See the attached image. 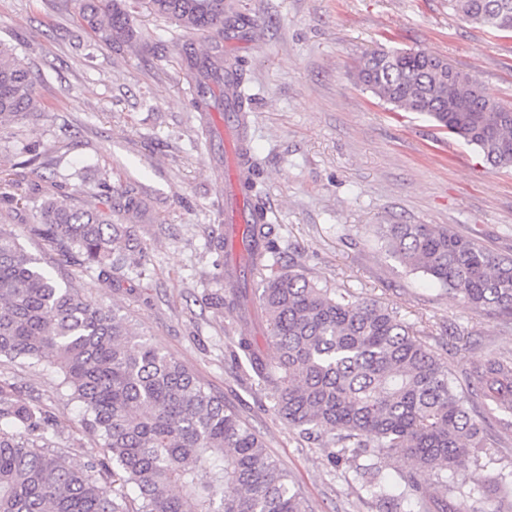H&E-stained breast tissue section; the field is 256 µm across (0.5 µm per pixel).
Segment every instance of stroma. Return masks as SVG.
I'll list each match as a JSON object with an SVG mask.
<instances>
[{
  "label": "stroma",
  "mask_w": 512,
  "mask_h": 512,
  "mask_svg": "<svg viewBox=\"0 0 512 512\" xmlns=\"http://www.w3.org/2000/svg\"><path fill=\"white\" fill-rule=\"evenodd\" d=\"M244 28L224 49L244 72L247 133L268 221L284 268L330 294L388 305L414 326L455 374L487 356H512V319L477 311L405 268L376 240L380 224H446L512 257V167L490 166L474 147L427 116L398 112L352 75L371 52L428 51L469 73L512 107V36L466 21L448 0H233ZM0 40L35 76L37 119L0 125V222L92 300L115 308L163 352L178 359L238 412L290 475L308 512H383L359 475L364 456L333 463V447L275 415L229 355L233 338L265 333L238 313L217 312L224 267L209 245L224 221V168L200 137L191 80L176 50L208 38L142 15L121 46L97 41L78 21V0H0ZM35 144L33 167L21 148ZM23 174L38 183L20 207L6 200ZM119 194L115 223H131L121 249L142 250L151 280L102 287L94 271L59 261L28 235L46 196L71 193L90 205L101 182ZM145 208L134 220L122 192ZM0 381L55 414V450L72 463L107 460L102 440L78 429L80 407L55 369L0 359ZM485 448L434 488L427 512H512V433L491 423Z\"/></svg>",
  "instance_id": "35a3bbf8"
}]
</instances>
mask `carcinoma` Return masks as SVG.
I'll return each instance as SVG.
<instances>
[{"label":"carcinoma","mask_w":512,"mask_h":512,"mask_svg":"<svg viewBox=\"0 0 512 512\" xmlns=\"http://www.w3.org/2000/svg\"><path fill=\"white\" fill-rule=\"evenodd\" d=\"M465 19L512 32V0H449ZM189 33H207L214 46L179 49L194 81L221 85L224 69L236 83L239 65L224 64V27L238 18L224 0H79V19L114 45L136 36L141 8ZM443 58L423 51H376L356 69V84L403 112L430 116L480 149L493 167H512V111L469 74L448 83ZM38 109L33 74L13 47L0 41V124ZM112 185L81 208L70 196L47 197L28 225L65 261L91 269L107 288L124 270L146 277L142 257L117 248L130 227L112 223ZM378 239L399 262L428 276L471 308L512 318V258L441 224H380ZM262 250L250 274L260 278L257 312L277 350L268 361L256 339L240 337L233 355L245 358L252 379L271 394L277 416L304 435L325 438L347 455H368L367 487L386 512L409 500L421 507L428 491L419 472H448L486 445V421L466 407L481 400L512 431V357L489 356L458 379L398 312L374 300L330 295L299 271H285L272 225L247 226L246 252ZM236 310L240 295L211 297ZM0 357L47 362L79 403L80 427L103 441L108 461L75 465L51 448L52 415L0 384V512H130L127 486L138 492L136 512H307L288 473L266 452L262 437L224 397L164 353L116 309L82 296L0 224ZM410 459L399 494L378 480L379 461Z\"/></svg>","instance_id":"obj_1"}]
</instances>
